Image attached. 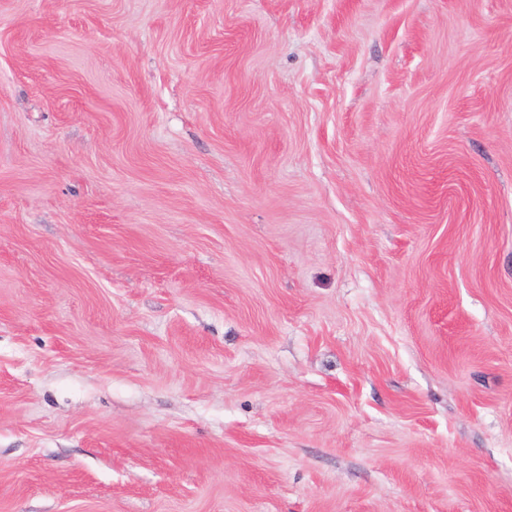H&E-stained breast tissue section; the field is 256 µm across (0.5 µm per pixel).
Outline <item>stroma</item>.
<instances>
[{"label": "stroma", "mask_w": 512, "mask_h": 512, "mask_svg": "<svg viewBox=\"0 0 512 512\" xmlns=\"http://www.w3.org/2000/svg\"><path fill=\"white\" fill-rule=\"evenodd\" d=\"M0 512H512V0H0Z\"/></svg>", "instance_id": "stroma-1"}]
</instances>
